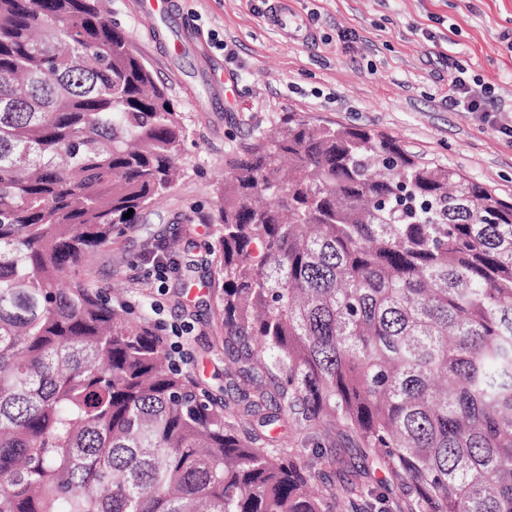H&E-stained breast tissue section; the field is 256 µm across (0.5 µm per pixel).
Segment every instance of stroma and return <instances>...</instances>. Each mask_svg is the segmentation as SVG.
Wrapping results in <instances>:
<instances>
[{
    "mask_svg": "<svg viewBox=\"0 0 512 512\" xmlns=\"http://www.w3.org/2000/svg\"><path fill=\"white\" fill-rule=\"evenodd\" d=\"M279 1L302 34L272 24ZM109 7L182 114L184 173L79 274L178 343L183 371L216 396L235 367L214 315L215 201L245 146L289 113L391 136L421 162L512 200V138L444 99L461 68L494 86L512 121V0H171L161 15L138 13L136 0ZM346 28L354 42L340 41Z\"/></svg>",
    "mask_w": 512,
    "mask_h": 512,
    "instance_id": "35a3bbf8",
    "label": "stroma"
}]
</instances>
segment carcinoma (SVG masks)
Masks as SVG:
<instances>
[{"instance_id": "obj_1", "label": "carcinoma", "mask_w": 512, "mask_h": 512, "mask_svg": "<svg viewBox=\"0 0 512 512\" xmlns=\"http://www.w3.org/2000/svg\"><path fill=\"white\" fill-rule=\"evenodd\" d=\"M181 113L105 0H0V512H512V202L288 116L224 177V353L200 395L75 268L180 176ZM131 217H125L128 210ZM273 432L289 439L294 448H313L317 442L309 431L294 427L288 419L278 421Z\"/></svg>"}]
</instances>
